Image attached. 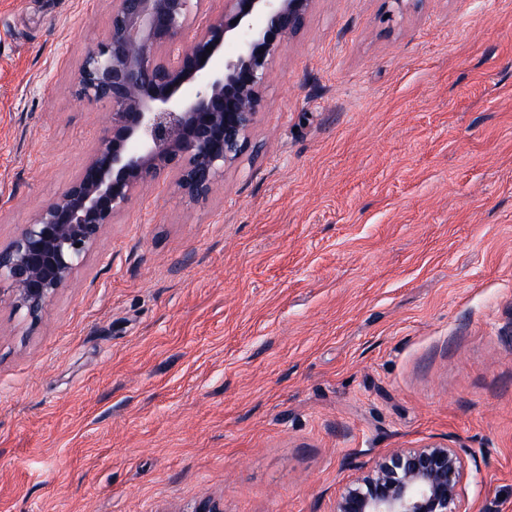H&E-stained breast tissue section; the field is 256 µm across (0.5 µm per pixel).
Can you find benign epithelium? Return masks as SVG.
<instances>
[{
	"label": "benign epithelium",
	"instance_id": "1",
	"mask_svg": "<svg viewBox=\"0 0 512 512\" xmlns=\"http://www.w3.org/2000/svg\"><path fill=\"white\" fill-rule=\"evenodd\" d=\"M193 2L113 0L108 33L73 83L80 101L110 108L108 134L79 176L0 246V301L23 318L41 319L146 184L172 176L193 199L211 193L248 143L273 62L314 0H224L203 18ZM469 475L453 446L394 450L346 485L335 512H474Z\"/></svg>",
	"mask_w": 512,
	"mask_h": 512
}]
</instances>
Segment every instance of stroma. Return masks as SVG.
I'll use <instances>...</instances> for the list:
<instances>
[{"label": "stroma", "instance_id": "stroma-1", "mask_svg": "<svg viewBox=\"0 0 512 512\" xmlns=\"http://www.w3.org/2000/svg\"><path fill=\"white\" fill-rule=\"evenodd\" d=\"M112 0H0V246L107 106ZM512 512V0H315L206 198L166 178L31 324L0 303V512H335L398 448Z\"/></svg>", "mask_w": 512, "mask_h": 512}]
</instances>
